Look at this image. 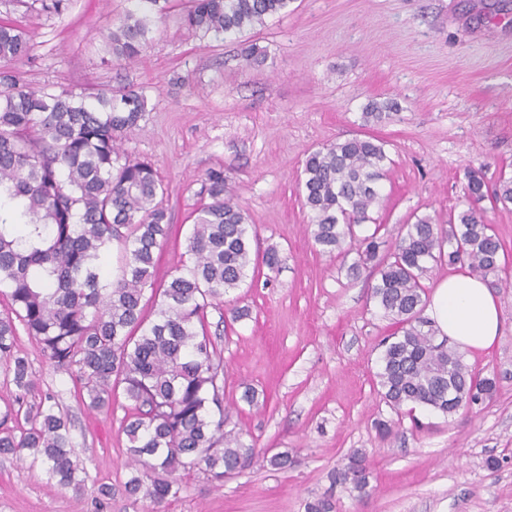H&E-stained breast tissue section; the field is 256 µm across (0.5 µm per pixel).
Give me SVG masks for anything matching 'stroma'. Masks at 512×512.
Instances as JSON below:
<instances>
[{"label":"stroma","mask_w":512,"mask_h":512,"mask_svg":"<svg viewBox=\"0 0 512 512\" xmlns=\"http://www.w3.org/2000/svg\"><path fill=\"white\" fill-rule=\"evenodd\" d=\"M494 0H291L287 12L242 34L200 38L182 25L188 0H167L139 60L108 59L106 36L127 0H70L60 13L0 0V21L31 36L15 63L36 88L88 93L132 85L147 112L120 147L150 163L167 186L171 235L157 280L174 273L200 202L202 181L220 168L256 231L253 248H276L275 269L248 275L208 308V333L224 359L228 424L244 442L292 452L295 465L257 459L216 486L198 474L162 512H304L333 490L340 512H512V288L498 293L501 336L489 350H463L464 363L494 378L492 400L445 417L421 408L399 415L373 387L381 342L393 333L370 299L368 274L352 279L320 254L301 206L308 151L339 139L375 136L392 160L373 215L395 239L413 214L462 209L465 169L488 184L512 175V10ZM266 54L246 64L244 45ZM397 102L379 125L362 126L369 101ZM248 316L235 321L231 310ZM37 395L53 394L72 418L80 490L46 486L40 468L0 456V512H151L123 485L130 403L87 412L69 373L40 355L26 334ZM256 405L242 399L246 388ZM396 430L381 438L375 424ZM369 473L363 496L331 487L328 474L353 451ZM499 461L488 468L489 458ZM111 496H103V487Z\"/></svg>","instance_id":"1"}]
</instances>
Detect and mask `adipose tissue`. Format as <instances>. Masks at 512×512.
Listing matches in <instances>:
<instances>
[{
  "label": "adipose tissue",
  "instance_id": "adipose-tissue-1",
  "mask_svg": "<svg viewBox=\"0 0 512 512\" xmlns=\"http://www.w3.org/2000/svg\"><path fill=\"white\" fill-rule=\"evenodd\" d=\"M439 335L461 347L485 350L501 333V315L496 297L480 278L456 273L443 279L428 307Z\"/></svg>",
  "mask_w": 512,
  "mask_h": 512
}]
</instances>
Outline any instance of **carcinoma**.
<instances>
[{
	"instance_id": "1",
	"label": "carcinoma",
	"mask_w": 512,
	"mask_h": 512,
	"mask_svg": "<svg viewBox=\"0 0 512 512\" xmlns=\"http://www.w3.org/2000/svg\"><path fill=\"white\" fill-rule=\"evenodd\" d=\"M108 35L109 54L135 61L152 39V15L160 0H132ZM291 0H190L182 23L202 36L236 35L264 25ZM27 32L0 23V62L29 56ZM63 89L52 93L0 69V362L12 373L13 398L0 411V455L42 467L46 484L79 490L86 472L72 459L68 414L55 397L28 405L36 381L18 355L19 331L40 353L74 376L78 398L90 411L112 405L122 392L133 403L125 419L127 465L124 492L161 507L183 490L182 477L199 472L221 486L251 466L258 451L243 433L226 429L224 361L207 335L208 307L240 287L252 260L248 215L226 190L224 170L206 174L205 195L194 211L185 260L170 278L156 282V254L170 232L166 187L149 164L120 153V136L139 126L143 92L123 88L95 96ZM397 106L372 101L364 124L389 118ZM391 159L385 143L368 136L338 140L307 154L300 191L319 251L345 253L358 240L349 275L374 278L371 299L396 332L382 344L376 385L394 412L416 407L449 416L491 400L497 382L436 341L424 316V280L433 268L467 269L499 291L506 249L486 219L483 202L512 204V177L487 188L482 168L468 167L467 208L441 221L414 215L391 244L372 217L382 203L381 182ZM374 225L363 237L357 228ZM123 246L119 275L102 276L100 260L113 241ZM160 295L155 318L144 314L146 290ZM24 423H19V420ZM267 461L286 471L287 451ZM331 486L360 494L368 487L365 457L354 452L329 474ZM305 512H337L333 492L305 504Z\"/></svg>"
}]
</instances>
